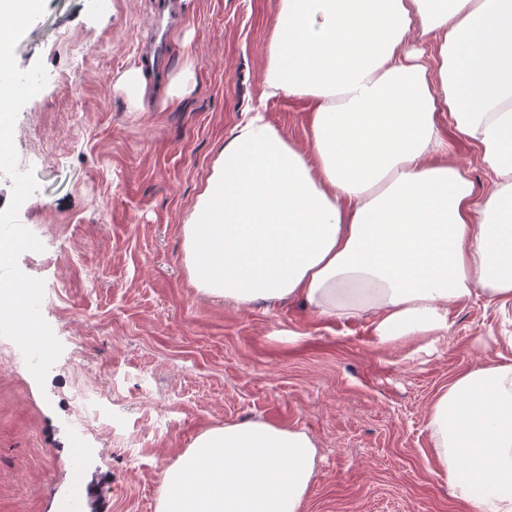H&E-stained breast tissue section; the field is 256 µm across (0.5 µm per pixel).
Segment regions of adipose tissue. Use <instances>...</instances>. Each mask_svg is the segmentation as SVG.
<instances>
[{
  "label": "adipose tissue",
  "mask_w": 512,
  "mask_h": 512,
  "mask_svg": "<svg viewBox=\"0 0 512 512\" xmlns=\"http://www.w3.org/2000/svg\"><path fill=\"white\" fill-rule=\"evenodd\" d=\"M263 83L308 102V144L259 112L233 128L183 226L198 292L367 314L383 343L446 333L471 298L512 324V0H279ZM450 130L491 173L483 196L449 164ZM500 342L428 413L463 512H512V335ZM317 453L264 420L205 429L165 470L157 512H302Z\"/></svg>",
  "instance_id": "obj_1"
}]
</instances>
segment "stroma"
<instances>
[{
	"label": "stroma",
	"mask_w": 512,
	"mask_h": 512,
	"mask_svg": "<svg viewBox=\"0 0 512 512\" xmlns=\"http://www.w3.org/2000/svg\"><path fill=\"white\" fill-rule=\"evenodd\" d=\"M278 0H45L15 46L46 86L19 111L18 161L38 190L19 220L43 244L18 260L43 280L63 345L37 383L0 336V512H156L163 474L204 429L262 419L318 448L302 512H460L427 428L438 392L494 358L500 316L452 308L447 334L379 343L370 317L301 300L240 307L193 288L182 228L231 129L261 110L305 145L309 105L264 98ZM165 62L140 112L115 85L156 30ZM191 68L178 104L168 84ZM109 420L87 429L81 403ZM81 473V485L72 476Z\"/></svg>",
	"instance_id": "obj_1"
}]
</instances>
